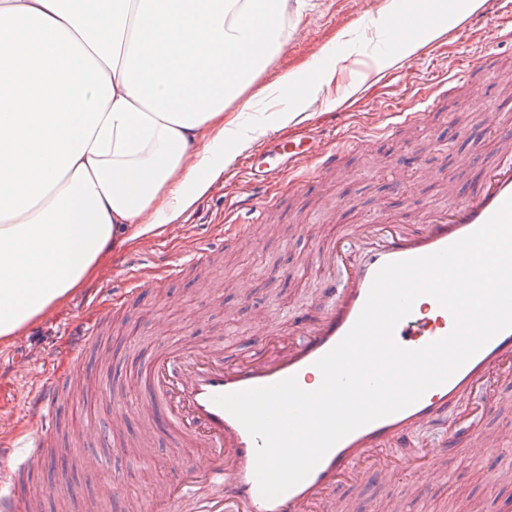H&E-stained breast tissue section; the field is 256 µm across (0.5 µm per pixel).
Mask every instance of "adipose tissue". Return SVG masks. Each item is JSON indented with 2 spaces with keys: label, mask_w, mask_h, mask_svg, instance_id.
I'll use <instances>...</instances> for the list:
<instances>
[{
  "label": "adipose tissue",
  "mask_w": 512,
  "mask_h": 512,
  "mask_svg": "<svg viewBox=\"0 0 512 512\" xmlns=\"http://www.w3.org/2000/svg\"><path fill=\"white\" fill-rule=\"evenodd\" d=\"M298 0H0V341L222 182Z\"/></svg>",
  "instance_id": "obj_1"
}]
</instances>
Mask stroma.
Listing matches in <instances>:
<instances>
[{
	"instance_id": "35a3bbf8",
	"label": "stroma",
	"mask_w": 512,
	"mask_h": 512,
	"mask_svg": "<svg viewBox=\"0 0 512 512\" xmlns=\"http://www.w3.org/2000/svg\"><path fill=\"white\" fill-rule=\"evenodd\" d=\"M384 2L303 0L300 15L288 19L287 53L275 57L254 82L264 87L301 65L327 63L333 76L312 91L306 120L272 131L271 137L285 141L306 133L322 135L328 147L343 149L341 168L308 178L297 188L284 179L269 183L265 194L274 203L266 223L258 225L249 246L233 247L224 242V226L232 219L231 202L249 189L246 176L260 142L252 140L242 151L228 142L234 158L224 169L223 190L200 199L147 244L115 248L101 273L64 306L30 326L25 336L0 343V418L10 422L0 428V440L29 439L33 425L22 415L25 392L44 371L72 372L80 394L56 424L57 433L73 425L94 428L108 417L111 401H146L139 374L157 353L220 338L225 356L239 357L249 349L254 312L267 315L273 334L279 335L290 331L295 316L322 308L315 279H293L286 271L322 263L334 228L384 214L412 226L426 208L445 209L462 201L496 158L489 118L512 125V86L505 81L512 72V0H501L456 27L449 26L447 15H436L435 23L447 28L445 35L425 45L409 66L391 63L379 48L391 22L381 12ZM483 55L499 62L501 77L484 83L471 107L460 106L466 90L457 87L434 101L426 123L386 139L349 144L351 130L390 123L387 103L418 111L421 93ZM432 167L442 170V179L422 176V169ZM189 237L216 246L214 258L179 279H165L166 264L184 261ZM143 275L161 278L162 293L114 307L98 348L86 353L81 370H73L70 351L98 309L113 289ZM161 324L167 325L166 334L158 333ZM18 362L30 366L26 381L12 372ZM494 398L496 411L482 427L496 443L495 453L469 462L443 457L430 471H414L388 483L365 480L340 490L327 512H339L344 501L347 512H378L390 499L401 502L402 512H454L472 503L481 512H495L498 500L512 499V384L497 390ZM138 438V426L130 425L115 433L111 446L89 445L96 468L65 472L57 467L37 477L41 512H120V505L99 495L107 474L119 488L121 505L140 503L157 483L184 479L188 462L172 457L166 431H155L144 445ZM135 443L140 446L136 452L131 449ZM72 486L80 488V498L66 497Z\"/></svg>"
}]
</instances>
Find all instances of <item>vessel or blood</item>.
<instances>
[{
	"label": "vessel or blood",
	"instance_id": "1",
	"mask_svg": "<svg viewBox=\"0 0 512 512\" xmlns=\"http://www.w3.org/2000/svg\"><path fill=\"white\" fill-rule=\"evenodd\" d=\"M416 26L414 16L397 12L386 43L389 53H399ZM498 156L484 170L479 184L464 199L408 229L400 221L385 218L375 224L337 228L330 242V262L335 274L320 278V293L328 303L317 315L298 319L287 337L276 339L261 333L262 318H254L257 332L254 353L235 360L224 356V342L206 347L182 346L150 362L143 381L149 406L157 412L175 439L176 451L188 454L189 473L184 482L155 486L146 503L148 512H324L325 505L343 488L364 479H392L405 464L429 468L439 456H471L482 449V418L493 403L488 392L512 381V328L494 335L447 381L428 389L411 406L369 423L340 440L299 484L267 500L255 477L256 440L230 413L217 406L214 396L277 383L295 377L300 387L320 378L317 361L335 347L357 321L376 273L386 264L423 257L471 234L512 197V127L498 132ZM264 162L251 171L263 185L306 170L337 167L341 151L326 150L320 139L266 145ZM239 223L231 242L243 245L253 236L267 206L253 197L241 200ZM160 282L138 279L113 300L152 298ZM452 314L435 299L413 306L395 329L396 342L419 349L447 336L453 329ZM62 375L44 376L31 392L27 415L40 422L31 442L0 448V462L9 465L7 479L0 481V512H26L22 488L32 476L52 435L45 423L64 416L77 400L67 391ZM127 421L124 407L113 406L106 426L98 431L74 429L71 442L80 451L88 441L107 443ZM217 484L216 498L204 496L203 488Z\"/></svg>",
	"mask_w": 512,
	"mask_h": 512
}]
</instances>
